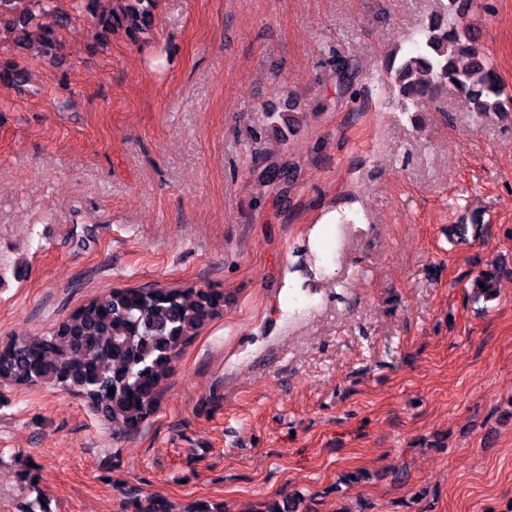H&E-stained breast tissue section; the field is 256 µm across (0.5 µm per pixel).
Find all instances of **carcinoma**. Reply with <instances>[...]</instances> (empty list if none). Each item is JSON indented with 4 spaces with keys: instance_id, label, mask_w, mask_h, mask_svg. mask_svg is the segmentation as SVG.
I'll return each mask as SVG.
<instances>
[{
    "instance_id": "1",
    "label": "carcinoma",
    "mask_w": 512,
    "mask_h": 512,
    "mask_svg": "<svg viewBox=\"0 0 512 512\" xmlns=\"http://www.w3.org/2000/svg\"><path fill=\"white\" fill-rule=\"evenodd\" d=\"M0 0V43L9 38L24 47L38 33L44 53L57 63L64 45L60 30L68 15L58 0ZM100 36L122 33L137 42L152 31L162 0H81ZM466 0H448L434 18L423 47L408 56L391 57L386 69L399 83L405 111L417 108L428 92L449 84L478 112L512 108V96L478 45V35L455 25ZM339 85L346 90L357 71L348 59L336 61ZM276 199L287 205L297 179L293 162H273L264 170ZM502 274L498 262L486 264L473 279L474 300L492 297ZM224 291L185 283L176 288L118 287L96 297L58 321L41 336L10 339L0 347V378L22 386L50 384L73 393L112 423L121 437L138 433L158 408L165 381L184 347L209 321L224 311ZM114 394H109V389ZM135 512H171L156 497L135 499ZM248 512H317L314 498L282 492L255 503Z\"/></svg>"
}]
</instances>
